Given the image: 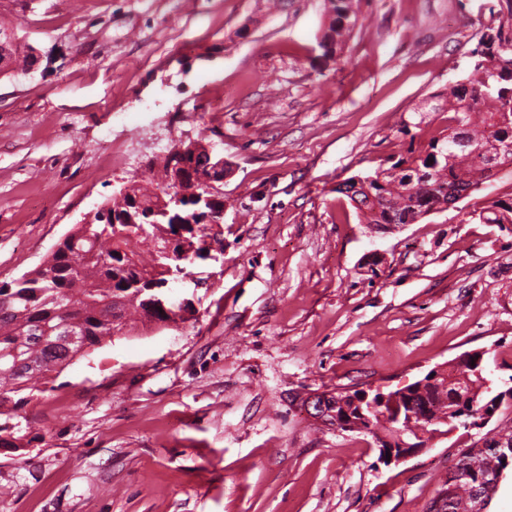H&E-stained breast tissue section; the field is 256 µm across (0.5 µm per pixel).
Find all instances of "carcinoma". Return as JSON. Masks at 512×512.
Instances as JSON below:
<instances>
[{"mask_svg":"<svg viewBox=\"0 0 512 512\" xmlns=\"http://www.w3.org/2000/svg\"><path fill=\"white\" fill-rule=\"evenodd\" d=\"M357 0H325L332 16L329 33L320 42L324 56L333 54L356 25ZM500 9L485 27L470 75L448 89V96H432L431 112L448 113L445 131L407 128L399 133L410 137L406 153L392 156L386 165L338 184L364 224H413L437 205L455 201L467 191H477L490 177L493 165L512 166V0H499ZM170 156L163 159V180L157 190L132 185L103 203L91 224L76 225L37 269L10 282H0V448L14 452L25 447L29 422L21 409L31 402L25 394L28 382L45 371L69 365L83 355L82 349L97 345L128 326L134 314L143 324L166 328L186 322L176 318L175 307L165 293L175 280L170 271L193 262L179 250L180 230L194 221L199 197L211 198V208H224V195L209 191L210 158L199 146L184 158L179 185L184 223L175 224L165 215L170 194ZM482 224H512V194L487 199L476 213ZM145 240L157 248L152 262L137 258L136 246ZM172 247L173 256L161 254ZM75 326L81 342L59 341L43 345L38 337L56 335L62 320ZM383 406L369 409L368 401L337 393L333 411L357 421L360 414L371 419L373 428L394 438L395 444L417 438L423 429L456 427L452 409L460 405L499 409L494 383L476 355L465 363L449 364L438 378L430 375L388 392ZM415 407L416 418L405 412ZM404 412L395 419L396 412ZM507 474L499 449L478 450L463 467L455 493L454 512H481L498 489L499 477ZM484 485L482 501L474 499L469 487Z\"/></svg>","mask_w":512,"mask_h":512,"instance_id":"cac0c4a2","label":"carcinoma"}]
</instances>
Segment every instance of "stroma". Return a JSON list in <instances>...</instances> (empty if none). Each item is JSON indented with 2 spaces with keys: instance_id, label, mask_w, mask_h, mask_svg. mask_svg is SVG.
<instances>
[{
  "instance_id": "1",
  "label": "stroma",
  "mask_w": 512,
  "mask_h": 512,
  "mask_svg": "<svg viewBox=\"0 0 512 512\" xmlns=\"http://www.w3.org/2000/svg\"><path fill=\"white\" fill-rule=\"evenodd\" d=\"M497 0H360L332 56L322 0H0L32 72L0 74V281L195 140L231 164L224 255L197 320L105 338L24 407L0 512H426L502 415L406 461L312 420L309 393L406 385L464 352L512 386V224L482 190L360 223L336 186L405 152L402 125L471 71ZM473 214L482 224H512V193L487 199L485 206Z\"/></svg>"
}]
</instances>
